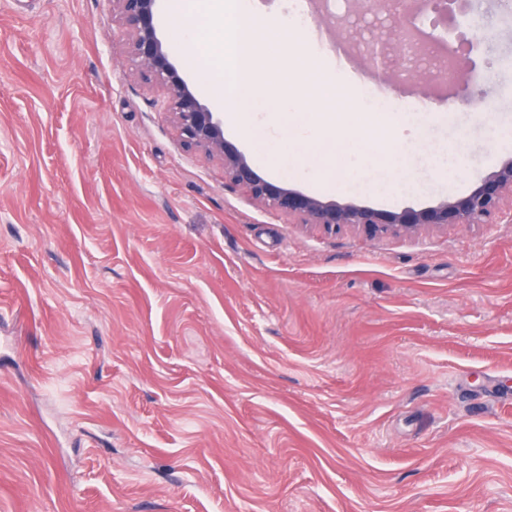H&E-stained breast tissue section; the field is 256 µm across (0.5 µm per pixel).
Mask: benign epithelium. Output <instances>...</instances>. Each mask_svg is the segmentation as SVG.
<instances>
[{
    "label": "benign epithelium",
    "mask_w": 512,
    "mask_h": 512,
    "mask_svg": "<svg viewBox=\"0 0 512 512\" xmlns=\"http://www.w3.org/2000/svg\"><path fill=\"white\" fill-rule=\"evenodd\" d=\"M112 17L118 21L125 53L132 61L141 82L159 88L164 98V114L176 129L182 144L205 158L224 166V182L246 192L254 203L288 219L290 224L314 226L328 235L343 229L369 237L414 236L426 229L450 224H498L512 216V157L489 175L483 183L460 198L441 201L424 209L400 211L376 209L354 202L336 203L303 194L285 184L261 175L247 156L224 138V120L203 105L170 62L169 53L156 28L159 0H110ZM353 16L385 17L377 35L368 40L357 38L347 20L332 21L317 13L316 23H326L337 42H350L357 48L363 66L382 70L386 86L404 92L407 72L411 77L448 82L455 92L448 100L476 108L487 91L474 66L450 71L446 64L421 67L416 64L428 44L444 46L450 38L465 39L474 45L469 18L472 11L456 15L450 26L425 33L415 17L448 14L445 0H350Z\"/></svg>",
    "instance_id": "obj_1"
}]
</instances>
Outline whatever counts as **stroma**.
Wrapping results in <instances>:
<instances>
[{"label": "stroma", "mask_w": 512, "mask_h": 512, "mask_svg": "<svg viewBox=\"0 0 512 512\" xmlns=\"http://www.w3.org/2000/svg\"><path fill=\"white\" fill-rule=\"evenodd\" d=\"M481 13L482 111L409 87L405 172L288 186L419 209L511 158L512 0ZM111 24L0 0V512H512V222L288 223L181 145Z\"/></svg>", "instance_id": "stroma-1"}]
</instances>
